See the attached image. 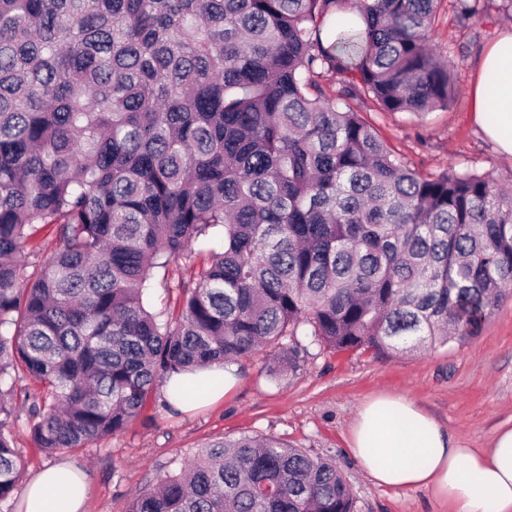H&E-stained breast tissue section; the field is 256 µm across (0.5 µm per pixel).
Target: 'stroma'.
<instances>
[{
	"label": "stroma",
	"instance_id": "35a3bbf8",
	"mask_svg": "<svg viewBox=\"0 0 512 512\" xmlns=\"http://www.w3.org/2000/svg\"><path fill=\"white\" fill-rule=\"evenodd\" d=\"M512 31L503 0H484L467 23L456 0H441L432 31L435 51L455 63L457 93L445 109L415 115L383 112L358 102L360 116L401 160L424 174L447 168L474 170L493 185L512 188V156L473 119L471 89L482 51ZM308 354L301 371L271 377L266 351L235 360L238 383L222 400L166 409L165 388L149 397L121 433L87 447L47 454L35 447L25 421L12 427L22 459V479L69 462L88 480L90 512H128L132 497L187 464L213 443L243 435H272L332 460L349 482L355 512H441L424 489L394 491L377 486L349 451L351 426L362 403L385 392L412 398L469 447H488L495 430L512 427V298L486 320L476 338L426 348L380 353L336 351L300 339Z\"/></svg>",
	"mask_w": 512,
	"mask_h": 512
}]
</instances>
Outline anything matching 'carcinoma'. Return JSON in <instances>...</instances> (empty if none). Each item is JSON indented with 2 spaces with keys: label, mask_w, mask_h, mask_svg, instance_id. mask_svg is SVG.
<instances>
[{
  "label": "carcinoma",
  "mask_w": 512,
  "mask_h": 512,
  "mask_svg": "<svg viewBox=\"0 0 512 512\" xmlns=\"http://www.w3.org/2000/svg\"><path fill=\"white\" fill-rule=\"evenodd\" d=\"M440 0H0V501L22 470L7 418L41 391L46 453L124 431L173 377L276 347L274 376L334 350L464 343L512 294V195L423 176L352 107L454 98ZM356 12L363 28L344 18ZM342 76L341 104L314 80ZM51 226V246L35 242ZM221 236L195 281L157 268ZM128 512H355L328 459L279 438L210 445Z\"/></svg>",
  "instance_id": "1"
}]
</instances>
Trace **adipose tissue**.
Segmentation results:
<instances>
[{"mask_svg": "<svg viewBox=\"0 0 512 512\" xmlns=\"http://www.w3.org/2000/svg\"><path fill=\"white\" fill-rule=\"evenodd\" d=\"M496 81H488V73ZM474 118L512 155V32L486 51L472 90ZM350 451L377 485L425 489L451 512H512V428L496 431L490 448H467L406 396L366 402L351 429ZM65 466L42 470L26 482L25 512H86V477L75 473L80 490L58 495Z\"/></svg>", "mask_w": 512, "mask_h": 512, "instance_id": "obj_1", "label": "adipose tissue"}]
</instances>
